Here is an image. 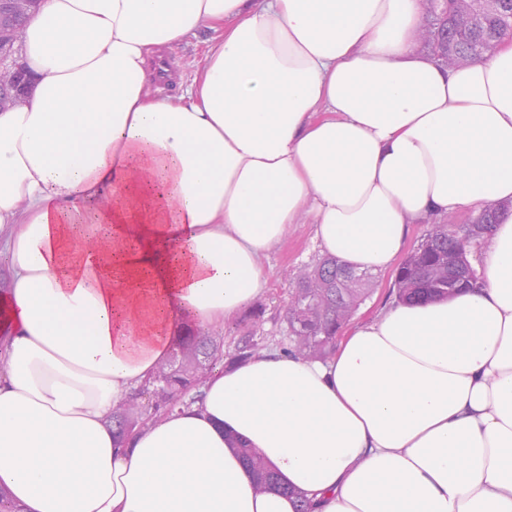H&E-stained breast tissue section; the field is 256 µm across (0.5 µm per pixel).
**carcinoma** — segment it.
Listing matches in <instances>:
<instances>
[{"mask_svg":"<svg viewBox=\"0 0 512 512\" xmlns=\"http://www.w3.org/2000/svg\"><path fill=\"white\" fill-rule=\"evenodd\" d=\"M7 0H0V31L25 27L28 16L15 14L5 7ZM422 44L435 58L450 68L463 67L472 61L493 53L496 42L504 33L512 31V0H432L426 4ZM500 204L489 202L474 217L478 224L495 228ZM450 216L427 225L421 243L415 248L413 261L398 271L393 291L398 302H414L433 296H448L447 280L439 266L448 255L461 251L475 257L486 245L488 238L481 237L466 243L451 227ZM348 266L327 256L313 266L303 268L298 279L292 281L288 292L299 291L305 295L302 313L295 308L285 309L288 347L286 351L305 358H324L336 348V340L344 327L353 319L361 302L369 297L370 277L366 273L346 277L341 270ZM265 308L256 306L244 320V333L231 350H224V338L187 331L173 348L171 360L159 366L151 385V408L139 406L144 391L135 393L112 412V430L119 443H124L127 428L171 406L186 402L191 391L198 388L214 365L233 366L244 362L267 347L264 336ZM243 459L256 477V490L288 488L268 464L250 448L240 449Z\"/></svg>","mask_w":512,"mask_h":512,"instance_id":"1","label":"carcinoma"}]
</instances>
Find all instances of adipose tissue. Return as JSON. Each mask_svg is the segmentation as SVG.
Returning a JSON list of instances; mask_svg holds the SVG:
<instances>
[{"instance_id":"adipose-tissue-1","label":"adipose tissue","mask_w":512,"mask_h":512,"mask_svg":"<svg viewBox=\"0 0 512 512\" xmlns=\"http://www.w3.org/2000/svg\"><path fill=\"white\" fill-rule=\"evenodd\" d=\"M423 0H41L0 112V492L20 512H512V38L451 69ZM207 29L178 95L148 62ZM503 203L484 286L335 352L262 351L117 445L185 326L265 293L292 224L359 270ZM295 491L256 492L238 444ZM28 82L27 75L25 74L22 66L17 60L6 62L3 59L0 61V85L9 86L15 90L13 96L5 103L0 102V108L3 109H16L23 107L27 104V98L21 88ZM11 89H4L0 87V99L4 98L7 94L12 93Z\"/></svg>"}]
</instances>
